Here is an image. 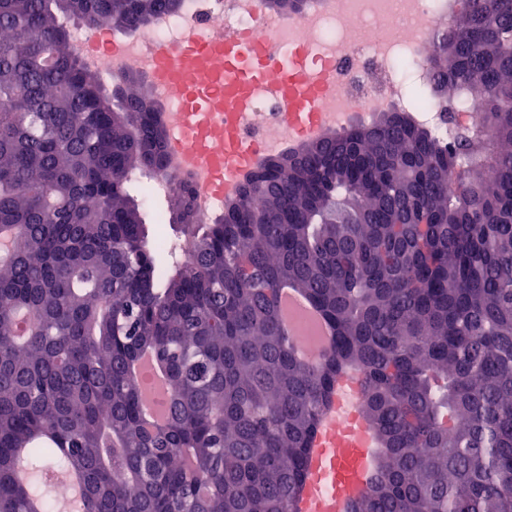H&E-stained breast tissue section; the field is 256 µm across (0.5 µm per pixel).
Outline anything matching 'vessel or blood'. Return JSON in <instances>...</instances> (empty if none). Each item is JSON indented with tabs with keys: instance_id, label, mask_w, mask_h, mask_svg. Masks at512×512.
<instances>
[{
	"instance_id": "b4317fda",
	"label": "vessel or blood",
	"mask_w": 512,
	"mask_h": 512,
	"mask_svg": "<svg viewBox=\"0 0 512 512\" xmlns=\"http://www.w3.org/2000/svg\"><path fill=\"white\" fill-rule=\"evenodd\" d=\"M266 65V55L254 41L227 35L214 41H192L159 55V76L180 84L182 124L178 139L196 133L219 101L238 96L252 85ZM311 62L302 51L279 60L276 95H290L294 111L309 119L316 88L309 81ZM360 379L349 372L338 381L308 451V475L299 497L298 512H349L352 502L368 490L376 446L369 426L348 434L336 431V421L361 400Z\"/></svg>"
}]
</instances>
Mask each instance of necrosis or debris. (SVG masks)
<instances>
[{
	"label": "necrosis or debris",
	"instance_id": "necrosis-or-debris-1",
	"mask_svg": "<svg viewBox=\"0 0 512 512\" xmlns=\"http://www.w3.org/2000/svg\"><path fill=\"white\" fill-rule=\"evenodd\" d=\"M448 6V0H313L294 17L268 11L263 0H184L178 12L161 16L143 35L119 40L107 53H88L85 32L72 40L71 50L98 73L116 79L133 73L152 78L154 96L172 124L180 117L177 93L154 79L157 47L176 49L229 31L258 40L274 57L303 45L316 61L311 79L320 93L314 127L296 124L290 110L271 99L265 88L255 87L247 98L248 119H240L233 106L217 113L224 126L223 143L185 144L169 152L165 179L191 183L195 218L204 224L214 210L209 185L218 177L210 161L228 155L230 141L266 155L398 108L411 109L439 139L473 133L481 105L466 95L445 101L431 91L428 48L448 20Z\"/></svg>",
	"mask_w": 512,
	"mask_h": 512
}]
</instances>
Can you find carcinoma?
<instances>
[{
    "label": "carcinoma",
    "instance_id": "cac0c4a2",
    "mask_svg": "<svg viewBox=\"0 0 512 512\" xmlns=\"http://www.w3.org/2000/svg\"><path fill=\"white\" fill-rule=\"evenodd\" d=\"M182 2L0 0V512H51L49 470L84 512H294L350 369L378 444L350 512H512V0H462L428 52L438 96L482 105L471 139L384 112L264 161L210 224L182 182L187 258L161 278L128 190L166 171L161 108L87 70L64 19L144 31ZM284 285L331 327L315 362ZM281 303V323L285 333L289 336L296 335V318L303 316L318 331L321 339V346L315 351L305 347H299L298 353L307 361H312L329 344L331 332L318 309L309 301V299L298 289L284 287L280 291ZM136 382L141 390L145 417L163 425L168 419L167 407L163 402L167 382L152 355L145 354L136 365Z\"/></svg>",
    "mask_w": 512,
    "mask_h": 512
}]
</instances>
